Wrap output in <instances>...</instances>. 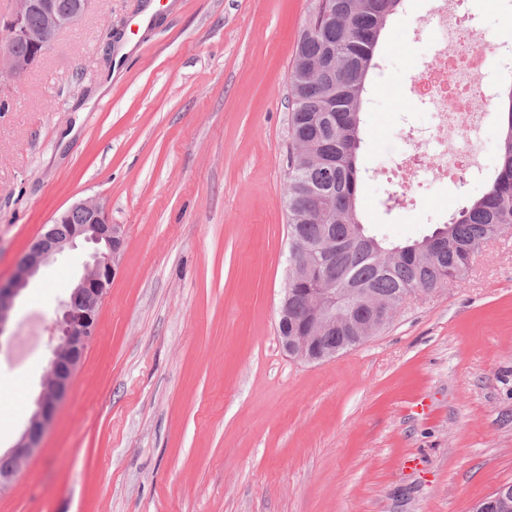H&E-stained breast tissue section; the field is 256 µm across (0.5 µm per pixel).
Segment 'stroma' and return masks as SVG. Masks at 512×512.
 I'll use <instances>...</instances> for the list:
<instances>
[{
    "mask_svg": "<svg viewBox=\"0 0 512 512\" xmlns=\"http://www.w3.org/2000/svg\"><path fill=\"white\" fill-rule=\"evenodd\" d=\"M154 4L157 22L133 21ZM317 0H92L21 78L0 75V280L74 201L101 203L125 244L97 333L0 512H470L512 483V234L462 286L415 299L336 358L279 345L288 275L289 75ZM403 0L379 42L358 151L370 232L419 240L480 198L499 165L505 93L483 176L409 197L389 171L436 33ZM132 42L127 55L114 37ZM65 251L20 292L0 337V452L27 428L57 337L13 362L27 318L52 321L83 271Z\"/></svg>",
    "mask_w": 512,
    "mask_h": 512,
    "instance_id": "obj_1",
    "label": "stroma"
}]
</instances>
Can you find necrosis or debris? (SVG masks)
Returning <instances> with one entry per match:
<instances>
[{
    "instance_id": "1",
    "label": "necrosis or debris",
    "mask_w": 512,
    "mask_h": 512,
    "mask_svg": "<svg viewBox=\"0 0 512 512\" xmlns=\"http://www.w3.org/2000/svg\"><path fill=\"white\" fill-rule=\"evenodd\" d=\"M463 0H435L424 24L438 31L440 64L415 69L411 91L415 101L432 106L439 121L427 135L408 130V140L420 149L411 162L396 163L394 184L401 196H409L417 173L430 168L441 182L464 172H475L476 158L484 150L482 125L484 112H476L477 99L491 100L495 94V75L504 54L498 43L489 41L486 29L469 14L461 13ZM458 119L448 129L446 116Z\"/></svg>"
}]
</instances>
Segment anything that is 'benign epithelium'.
Masks as SVG:
<instances>
[{"label":"benign epithelium","mask_w":512,"mask_h":512,"mask_svg":"<svg viewBox=\"0 0 512 512\" xmlns=\"http://www.w3.org/2000/svg\"><path fill=\"white\" fill-rule=\"evenodd\" d=\"M88 6L89 0H80L76 8L69 10L62 8L57 0H16L15 9L3 20L6 35L0 38V74L5 72L12 77L23 75L52 48L57 33L80 19ZM34 8L41 11L42 23L33 28L28 23V16ZM20 43L28 47V52L23 55L16 51ZM75 214L80 215L82 223H71ZM61 224L66 225L62 232L59 231ZM79 240L94 245L90 259L83 264V274L75 284V291L83 294L86 302L81 309L72 307L66 300L58 304L60 313L52 328L59 336V344L49 360L37 410L16 445L8 452L13 466L0 471V491L15 481L31 452L38 447L44 430L54 419L95 336L100 304L117 273L116 261L124 243L122 225L112 223L100 203L77 201L53 218L52 224L30 243L18 262L15 275L6 282H0L1 335L5 332L15 298L29 279L65 250L75 248ZM324 292L325 296L318 301L323 332L336 321V293L331 288L324 289ZM434 293L435 290L427 289L407 294L374 310L367 331L390 324L413 298ZM279 341L289 355L307 362L331 359L348 350V346L336 342L333 336H290L285 332ZM505 491L506 488L502 486L496 487L473 505L474 510L493 512L506 506Z\"/></svg>","instance_id":"7a95c632"}]
</instances>
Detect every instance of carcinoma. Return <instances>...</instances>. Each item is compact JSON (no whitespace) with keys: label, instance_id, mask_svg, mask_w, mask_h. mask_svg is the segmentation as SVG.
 Here are the masks:
<instances>
[{"label":"carcinoma","instance_id":"obj_1","mask_svg":"<svg viewBox=\"0 0 512 512\" xmlns=\"http://www.w3.org/2000/svg\"><path fill=\"white\" fill-rule=\"evenodd\" d=\"M318 3L328 16L301 32L289 83L288 237L307 244L290 263L298 272L293 287L336 288V335L353 336L343 315L359 301L357 290L387 301L410 289L458 286L483 244L512 228V88L500 165L486 192L425 241L388 244L366 230L357 210V150L375 49L402 0Z\"/></svg>","mask_w":512,"mask_h":512}]
</instances>
